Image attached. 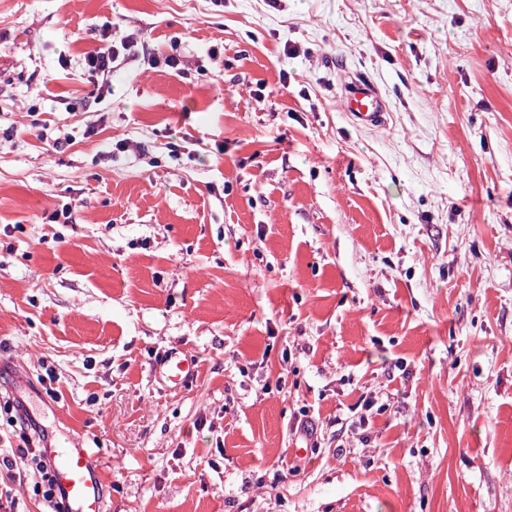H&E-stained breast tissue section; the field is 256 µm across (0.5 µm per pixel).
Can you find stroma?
Masks as SVG:
<instances>
[{
    "mask_svg": "<svg viewBox=\"0 0 512 512\" xmlns=\"http://www.w3.org/2000/svg\"><path fill=\"white\" fill-rule=\"evenodd\" d=\"M0 393L106 512H512V0H0ZM109 27L100 32L94 48L85 52L81 59V64L89 81L93 83L97 90L108 88L112 80V70L117 67L114 65L119 57L125 56L136 46L134 34H128L120 40L119 43L110 39ZM341 104L349 120L360 127H378L385 122L388 104L379 88L366 79L347 82ZM159 373L173 389H185L198 376L197 361L182 351L169 352L158 364Z\"/></svg>",
    "mask_w": 512,
    "mask_h": 512,
    "instance_id": "35a3bbf8",
    "label": "stroma"
}]
</instances>
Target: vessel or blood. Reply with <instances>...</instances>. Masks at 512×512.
I'll list each match as a JSON object with an SVG mask.
<instances>
[{"label":"vessel or blood","instance_id":"obj_1","mask_svg":"<svg viewBox=\"0 0 512 512\" xmlns=\"http://www.w3.org/2000/svg\"><path fill=\"white\" fill-rule=\"evenodd\" d=\"M341 104L349 120L360 127L381 126L388 112L385 97L366 79L347 82ZM158 369L170 387L178 390L186 388L198 376L196 359L177 350L162 358ZM43 452L66 512H104L105 478L102 470L94 466L89 448L48 442Z\"/></svg>","mask_w":512,"mask_h":512}]
</instances>
